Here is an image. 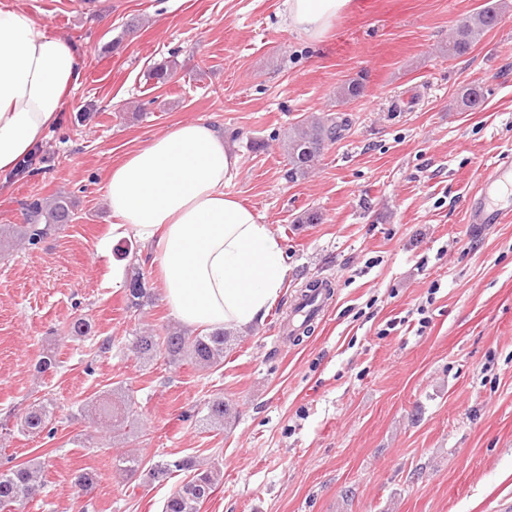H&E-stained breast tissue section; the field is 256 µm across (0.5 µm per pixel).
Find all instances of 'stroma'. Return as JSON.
<instances>
[{"label":"stroma","instance_id":"stroma-1","mask_svg":"<svg viewBox=\"0 0 512 512\" xmlns=\"http://www.w3.org/2000/svg\"><path fill=\"white\" fill-rule=\"evenodd\" d=\"M20 6L78 49L82 75L23 175L0 173V228L31 197L68 198L72 220L37 247L0 239V470L41 457L47 485L24 512H162L181 484L112 468L190 457L221 472L200 512H500L512 503V222L476 227L480 170L512 162V0H352L319 42L286 0H66ZM495 28L464 56L445 47L486 5ZM173 77L158 84L156 69ZM363 77L341 102L336 88ZM480 84L479 110L459 107ZM346 119L308 177L288 178L283 139L310 116ZM185 120L222 130L243 158L226 191L273 225L288 258L266 319L238 331L220 369L147 361L119 344L176 320L136 241L101 254L112 164ZM311 211L319 222L304 223ZM153 298L127 310L112 265ZM336 282L310 333L283 319L305 285ZM91 338L68 337L75 316ZM427 327H420V317ZM116 347L99 352L102 341ZM59 362L35 366L46 352ZM220 396L229 425L201 410ZM131 399L123 439L91 405ZM46 432H23L32 405ZM95 445L83 447L85 434ZM97 471L90 495L71 479Z\"/></svg>","mask_w":512,"mask_h":512}]
</instances>
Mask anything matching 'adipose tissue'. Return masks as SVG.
Returning <instances> with one entry per match:
<instances>
[{"label": "adipose tissue", "mask_w": 512, "mask_h": 512, "mask_svg": "<svg viewBox=\"0 0 512 512\" xmlns=\"http://www.w3.org/2000/svg\"><path fill=\"white\" fill-rule=\"evenodd\" d=\"M288 24L322 39L351 0H287ZM81 78L68 40L0 0V173L40 144ZM243 158L201 120L178 123L112 166L104 197L112 240L147 247L174 317L196 331L261 322L280 298L288 264L256 209L226 193Z\"/></svg>", "instance_id": "obj_1"}]
</instances>
